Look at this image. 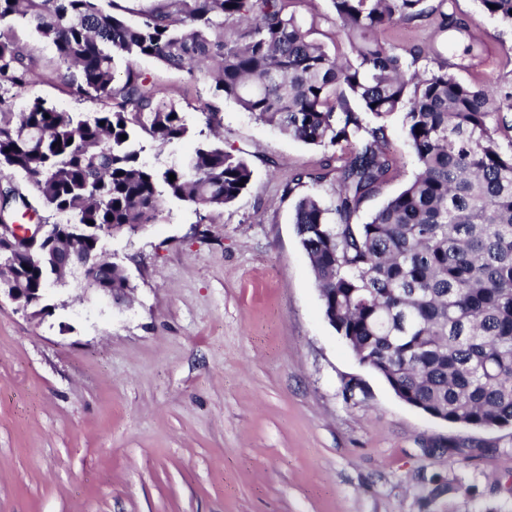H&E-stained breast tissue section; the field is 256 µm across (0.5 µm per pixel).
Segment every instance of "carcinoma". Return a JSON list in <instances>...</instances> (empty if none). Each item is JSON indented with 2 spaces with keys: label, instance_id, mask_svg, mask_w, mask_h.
Wrapping results in <instances>:
<instances>
[{
  "label": "carcinoma",
  "instance_id": "carcinoma-1",
  "mask_svg": "<svg viewBox=\"0 0 512 512\" xmlns=\"http://www.w3.org/2000/svg\"><path fill=\"white\" fill-rule=\"evenodd\" d=\"M291 0H165L131 24L115 0H0V220L40 206L54 224H81L86 249L94 231L119 232L159 222L165 197L196 210L229 205L253 170L224 143L204 142L162 171L140 161L142 138L160 145L188 133L184 114L160 96L143 57L182 68L211 64L216 97L312 146L347 143L336 158L331 205L299 199L293 224L316 278L329 324L359 362L406 404L431 417L477 429L512 426V89L467 84L448 60L428 75L424 49L399 46L396 25L437 14L453 42L470 35L425 0H330L339 41L309 38ZM512 26V0H479ZM22 22L53 45L70 92L97 98L92 118L42 99L4 110L34 74V58L3 27ZM238 26L236 37L225 26ZM357 108H352L350 102ZM401 115L416 171L405 187L362 223L364 201L403 165L388 148L387 120ZM175 180H169V174ZM26 179L29 194L12 177ZM62 243L39 259L4 251L0 276L18 288H43ZM115 300L130 288L112 263L95 280ZM425 506L455 494L438 473L421 476Z\"/></svg>",
  "mask_w": 512,
  "mask_h": 512
}]
</instances>
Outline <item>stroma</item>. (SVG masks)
<instances>
[{
  "instance_id": "obj_1",
  "label": "stroma",
  "mask_w": 512,
  "mask_h": 512,
  "mask_svg": "<svg viewBox=\"0 0 512 512\" xmlns=\"http://www.w3.org/2000/svg\"><path fill=\"white\" fill-rule=\"evenodd\" d=\"M294 10L314 39L335 40L330 0H296ZM447 10L470 38L443 47L427 17L399 26L398 43L440 50L463 82L512 83V27L478 0ZM12 33L37 65L13 111L36 98L102 111L69 94L51 45L20 24ZM138 66L189 128L142 161L161 170L182 160L215 106L219 137L252 165L253 184L203 216L167 199L160 223L104 238L130 281L123 301L72 281L48 290L43 318L0 300V512H423L418 477L433 472L476 488L433 512H512V428L450 424L403 403L323 314L294 209L307 194L333 201L327 162L348 145L295 140L217 100L201 73L152 58ZM388 135L405 166L364 202L362 220L415 171L400 116ZM296 171L324 179L286 193ZM451 439L479 455L429 456Z\"/></svg>"
}]
</instances>
